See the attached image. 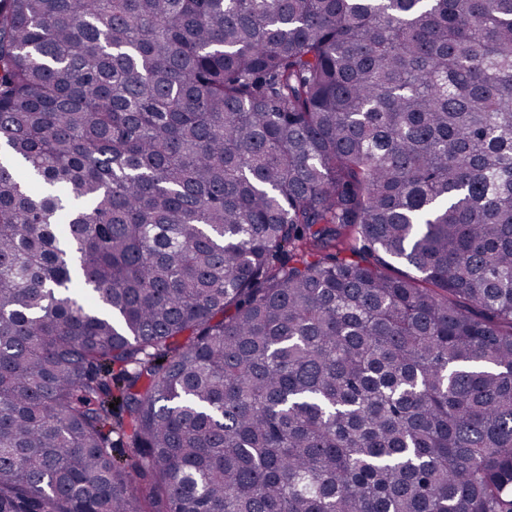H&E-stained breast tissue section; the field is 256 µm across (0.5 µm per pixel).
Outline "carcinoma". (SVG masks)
<instances>
[{"label":"carcinoma","instance_id":"obj_1","mask_svg":"<svg viewBox=\"0 0 512 512\" xmlns=\"http://www.w3.org/2000/svg\"><path fill=\"white\" fill-rule=\"evenodd\" d=\"M0 512H512V0H0Z\"/></svg>","mask_w":512,"mask_h":512}]
</instances>
